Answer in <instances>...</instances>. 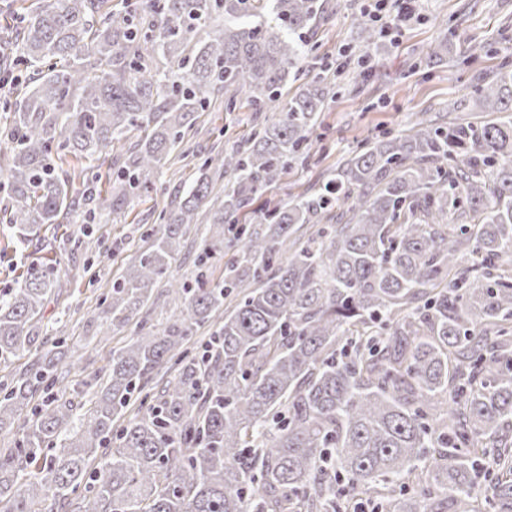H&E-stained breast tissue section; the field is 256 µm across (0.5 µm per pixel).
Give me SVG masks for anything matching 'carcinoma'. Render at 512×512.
<instances>
[{
  "instance_id": "carcinoma-1",
  "label": "carcinoma",
  "mask_w": 512,
  "mask_h": 512,
  "mask_svg": "<svg viewBox=\"0 0 512 512\" xmlns=\"http://www.w3.org/2000/svg\"><path fill=\"white\" fill-rule=\"evenodd\" d=\"M263 2L34 0L5 27L4 210L23 249L153 189L215 97L277 118L159 212L102 302L133 336L84 413L52 393L64 340L32 335L53 272L32 261L0 293V363L32 351L36 366L0 384V512H512V66L470 97L473 119L385 132L248 226L240 211L308 153L329 94L317 77L279 93L318 0H272L273 26L254 20ZM133 131L121 178L78 191L63 165L98 182ZM191 229L192 284L171 273ZM163 278L180 316L160 330Z\"/></svg>"
}]
</instances>
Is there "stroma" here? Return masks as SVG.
<instances>
[{"label":"stroma","mask_w":512,"mask_h":512,"mask_svg":"<svg viewBox=\"0 0 512 512\" xmlns=\"http://www.w3.org/2000/svg\"><path fill=\"white\" fill-rule=\"evenodd\" d=\"M372 0H320L321 19L308 35L306 64L325 76L333 95L312 135L305 162L292 165L279 181L242 213L245 224L256 223L260 211L319 190L336 175L349 152L365 140L401 132L421 117L448 121L449 105L469 98L475 86L506 62H512V0H420L419 17L395 42L364 48L357 20ZM453 36L443 60H428L437 40ZM267 113L254 111L239 96L234 111L223 99L195 113L191 135L168 156L158 191L132 198L124 210L96 218L93 228L108 248L100 255L76 245L82 224H50L27 252L16 247L11 225L0 224V290L15 285L27 258L56 273L55 290L36 328L38 336L61 337L83 354L81 370L61 356L57 367L58 397L80 400L87 383L104 378L113 351L125 345L129 329L111 330L98 317L99 304L146 246L145 235L159 211L186 192L199 175L204 158L217 147L242 146Z\"/></svg>","instance_id":"35a3bbf8"}]
</instances>
